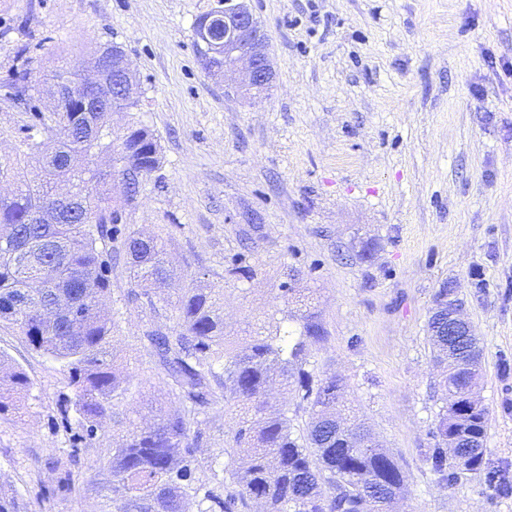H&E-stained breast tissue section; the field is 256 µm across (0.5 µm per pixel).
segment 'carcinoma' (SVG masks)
Listing matches in <instances>:
<instances>
[{"label": "carcinoma", "mask_w": 512, "mask_h": 512, "mask_svg": "<svg viewBox=\"0 0 512 512\" xmlns=\"http://www.w3.org/2000/svg\"><path fill=\"white\" fill-rule=\"evenodd\" d=\"M43 43L23 46L18 64L0 81L4 96L28 112L18 138L24 150L0 156V324L12 327L33 350L58 361L72 397L60 408L65 423L91 436L110 416L133 381L111 354L114 320L101 303L112 290V264L122 259L131 283L165 300L169 287L166 240L122 222L112 205V179L89 166L67 165L72 152L87 160L107 155L111 167L130 168L131 192L161 164L160 147L145 127L112 132L110 112H58L51 133L39 103L42 86L61 81L83 87L89 76L66 67L40 81L31 64ZM73 191L76 208L54 224L36 215L52 209L60 185ZM443 283L428 322L434 361L441 368L442 406L433 447L423 459L434 480L447 487L465 474L479 478L490 497H512V463L490 459L485 448L488 408L470 400L479 379L481 349L465 324L448 335V297ZM276 299L284 316L269 317L239 341L224 334V289L181 288L172 334L148 328L143 338L171 380L181 408L133 428L112 448L114 512H187L190 495H202L200 512H388L404 486L402 467L375 439L371 427L348 405L341 381L321 375L311 358L327 342L315 293L288 273ZM223 389L224 413L235 429L223 472L210 487L200 477L196 452L201 434L195 419ZM277 384L308 412L299 434L288 411L269 397ZM33 383L0 354V418L28 408ZM455 440L448 453V440ZM17 495L0 486V512H18Z\"/></svg>", "instance_id": "carcinoma-1"}]
</instances>
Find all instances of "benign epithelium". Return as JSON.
Wrapping results in <instances>:
<instances>
[{
	"instance_id": "1",
	"label": "benign epithelium",
	"mask_w": 512,
	"mask_h": 512,
	"mask_svg": "<svg viewBox=\"0 0 512 512\" xmlns=\"http://www.w3.org/2000/svg\"><path fill=\"white\" fill-rule=\"evenodd\" d=\"M212 10L223 20V33L214 37L209 17L196 21L194 34L200 49V65L204 67L214 57L221 56V68L210 70L217 74L232 71L243 63L246 65L245 79L227 84L225 89L254 100L264 97L273 87L274 70L267 31L253 13L250 0H217ZM116 96L128 102L137 99V85L124 49L114 43L103 46L87 89L78 92L63 84L50 96V103L42 104V111L48 114L60 112L64 102L73 98L81 100L82 109L97 112L99 103Z\"/></svg>"
}]
</instances>
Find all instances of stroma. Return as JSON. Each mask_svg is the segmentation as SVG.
<instances>
[{"label":"stroma","instance_id":"35a3bbf8","mask_svg":"<svg viewBox=\"0 0 512 512\" xmlns=\"http://www.w3.org/2000/svg\"><path fill=\"white\" fill-rule=\"evenodd\" d=\"M214 0H0V78L18 49L44 41L40 77L86 65L99 45L124 46L139 106L112 117L148 127L162 167L134 201L121 184L123 221L162 231L172 288L190 278L224 291L227 334L245 338L280 307L286 268L314 288L329 332L320 371L340 379L351 405L401 465L395 512H512L477 478L437 485L421 452L441 406L427 323L452 280L484 347L477 392L490 409L486 445L512 462V0H253L269 35L272 90L254 101L225 93L198 63L192 25ZM371 241L370 261L356 258ZM248 273H232L235 257ZM488 287L475 293L474 276ZM124 264L105 302L112 344L134 383L94 436L71 446L59 408L71 394L60 364L0 328V352L34 387L28 412L0 419V482L21 512H112V438L179 409L143 332H173L172 306L150 315L129 302ZM202 471L222 470L235 428L223 399L199 415ZM70 464L74 491L57 485Z\"/></svg>","mask_w":512,"mask_h":512}]
</instances>
